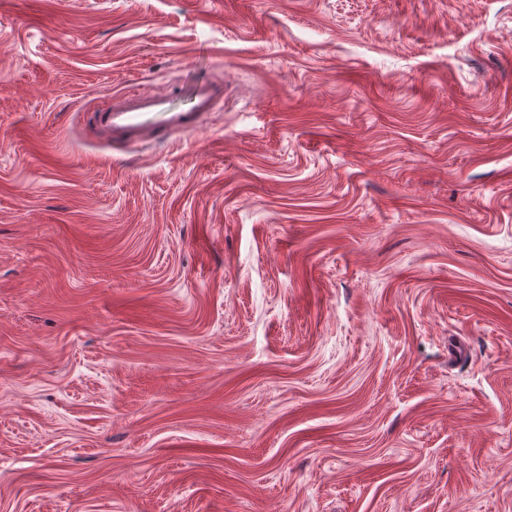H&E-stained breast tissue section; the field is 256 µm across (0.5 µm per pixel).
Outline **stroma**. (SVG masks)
<instances>
[{
	"mask_svg": "<svg viewBox=\"0 0 512 512\" xmlns=\"http://www.w3.org/2000/svg\"><path fill=\"white\" fill-rule=\"evenodd\" d=\"M0 512H512V0H0ZM173 95L121 94L85 114V124L103 134L112 146L143 147L152 142L190 134L203 126L224 102V88L208 82L196 84L191 106L179 109Z\"/></svg>",
	"mask_w": 512,
	"mask_h": 512,
	"instance_id": "stroma-1",
	"label": "stroma"
}]
</instances>
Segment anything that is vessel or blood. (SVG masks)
Wrapping results in <instances>:
<instances>
[{
	"instance_id": "1",
	"label": "vessel or blood",
	"mask_w": 512,
	"mask_h": 512,
	"mask_svg": "<svg viewBox=\"0 0 512 512\" xmlns=\"http://www.w3.org/2000/svg\"><path fill=\"white\" fill-rule=\"evenodd\" d=\"M224 101L221 86L198 83L190 107L175 106L171 94H121L85 115V124L118 147H142L190 134L203 126Z\"/></svg>"
}]
</instances>
